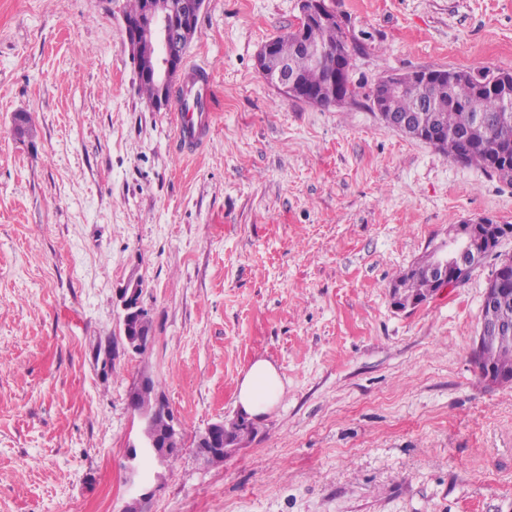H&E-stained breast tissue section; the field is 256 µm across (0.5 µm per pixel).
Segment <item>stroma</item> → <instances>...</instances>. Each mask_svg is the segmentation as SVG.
<instances>
[{
    "mask_svg": "<svg viewBox=\"0 0 512 512\" xmlns=\"http://www.w3.org/2000/svg\"><path fill=\"white\" fill-rule=\"evenodd\" d=\"M125 3L0 0V512H120L144 375L183 439L144 512H512V385L472 360L496 258L421 307L389 297L452 225L512 224V181L366 99L394 73L512 72V0H330L359 95L329 107L256 66L298 0H205L184 62L212 71L214 121L190 156L174 104L138 90ZM131 278L142 354L119 331ZM260 358L282 398L203 463L196 436ZM141 288L136 282L129 281L120 293L121 308L123 311L121 326L125 328L127 323L133 320L143 322L145 309L141 305Z\"/></svg>",
    "mask_w": 512,
    "mask_h": 512,
    "instance_id": "35a3bbf8",
    "label": "stroma"
}]
</instances>
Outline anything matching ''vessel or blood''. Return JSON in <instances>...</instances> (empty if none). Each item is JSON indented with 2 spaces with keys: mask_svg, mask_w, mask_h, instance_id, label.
I'll return each instance as SVG.
<instances>
[{
  "mask_svg": "<svg viewBox=\"0 0 512 512\" xmlns=\"http://www.w3.org/2000/svg\"><path fill=\"white\" fill-rule=\"evenodd\" d=\"M194 82L192 89L184 90L176 98L178 125L176 140L183 153H197L207 139L212 128V114L209 107L197 105V95L207 94L212 83V75L207 67L193 65L189 68Z\"/></svg>",
  "mask_w": 512,
  "mask_h": 512,
  "instance_id": "b4317fda",
  "label": "vessel or blood"
}]
</instances>
